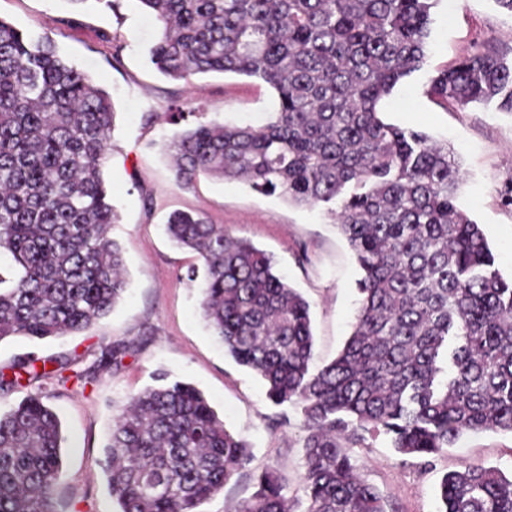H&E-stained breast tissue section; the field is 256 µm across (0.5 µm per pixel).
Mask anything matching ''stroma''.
<instances>
[{
  "mask_svg": "<svg viewBox=\"0 0 512 512\" xmlns=\"http://www.w3.org/2000/svg\"><path fill=\"white\" fill-rule=\"evenodd\" d=\"M0 19L25 33L51 37L67 62L110 96L114 130L102 167L119 219L108 229L125 251L127 293L106 317L77 334L0 341V370L34 355L95 359L102 348L127 347L120 366L96 369L85 390L44 382L40 390L59 415L63 471L55 512H117L102 467L114 420L131 395L157 375L192 384L226 428L248 447L250 460L201 512H238L254 492L253 478L277 469L294 512L306 507L301 476L306 431L290 405H274L261 379L224 351L202 317L200 292L188 271L197 256L165 234L175 210L201 214L271 255L276 270L310 304L314 367L336 357L351 331L359 270L336 224L322 208L299 207L237 181L209 177L180 186L165 154L179 125L171 108L203 123L258 124L277 107L260 80L210 73L187 80L162 75L150 61L161 25L139 0H112L85 11L67 0H0ZM424 68L412 74L382 106L387 122L447 142L461 166L459 204L480 224L504 278L512 277V114L495 104L451 108L428 98L424 86L437 69L473 42L487 43L512 62V14L494 0H439L432 14ZM358 473L383 496L389 512H437L444 474L469 459L512 472V434L465 435L431 462L394 453L384 436L366 437L351 450Z\"/></svg>",
  "mask_w": 512,
  "mask_h": 512,
  "instance_id": "35a3bbf8",
  "label": "stroma"
}]
</instances>
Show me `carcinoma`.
Segmentation results:
<instances>
[{"label": "carcinoma", "mask_w": 512, "mask_h": 512, "mask_svg": "<svg viewBox=\"0 0 512 512\" xmlns=\"http://www.w3.org/2000/svg\"><path fill=\"white\" fill-rule=\"evenodd\" d=\"M162 24L151 62L166 77L261 79L278 106L262 125L198 123L174 135V176L246 182L334 217L358 264L352 331L313 362L310 304L271 256L198 213L173 212L171 240L196 253L200 309L233 360L275 405L303 417L305 512H387L349 448L387 437L423 460L467 433H512V278L481 225L456 204L448 145L382 119L378 106L421 70L436 0H139ZM426 93L464 109L512 113V63L475 42L429 77ZM108 94L0 19V341L81 333L123 299L118 219L101 166L113 130ZM126 350L106 347L98 366ZM77 356L46 370H0V399L51 375L80 384ZM132 395L107 445L118 512H197L249 461L247 445L189 383L156 378ZM58 414L38 394L0 411V512H51L62 469ZM240 512H292L278 477L255 478ZM438 512H512V476L465 462L438 486Z\"/></svg>", "instance_id": "carcinoma-1"}]
</instances>
